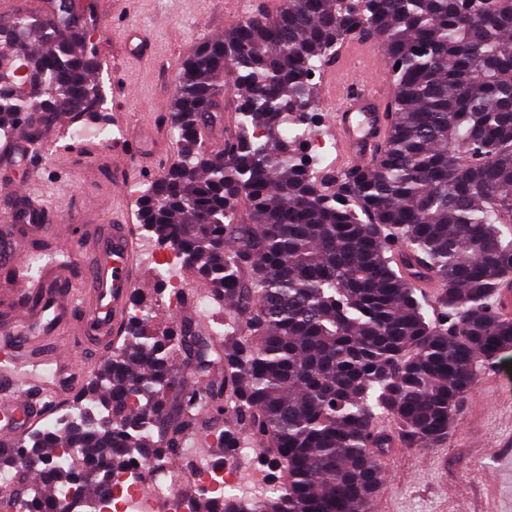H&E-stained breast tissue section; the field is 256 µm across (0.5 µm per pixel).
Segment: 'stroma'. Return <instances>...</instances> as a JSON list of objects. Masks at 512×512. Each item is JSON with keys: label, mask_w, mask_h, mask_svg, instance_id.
<instances>
[{"label": "stroma", "mask_w": 512, "mask_h": 512, "mask_svg": "<svg viewBox=\"0 0 512 512\" xmlns=\"http://www.w3.org/2000/svg\"><path fill=\"white\" fill-rule=\"evenodd\" d=\"M91 7L89 25L99 59L93 79L101 104L90 127L110 132L111 141H75L70 123L59 126L35 163L17 164L15 183L41 197L59 222L107 223L109 211L127 212L137 245L147 233L139 220V193L161 178L177 157L173 128L176 80L182 63L196 45L216 38L252 12L263 0H80ZM138 28L150 40L146 55L124 49L127 29ZM153 126L154 161L130 165L140 131ZM38 166L30 179V166ZM65 240L37 237L21 250L33 268L49 260L66 265L72 281L85 273L90 248L66 253ZM137 293L151 308L150 322L167 328L176 312L158 307L160 282L145 252L137 254ZM497 364L481 367L477 388L471 389L454 416L447 439L422 447H396L384 461L385 474L369 512H512V394L496 378Z\"/></svg>", "instance_id": "1"}]
</instances>
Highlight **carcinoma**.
<instances>
[{
  "instance_id": "cac0c4a2",
  "label": "carcinoma",
  "mask_w": 512,
  "mask_h": 512,
  "mask_svg": "<svg viewBox=\"0 0 512 512\" xmlns=\"http://www.w3.org/2000/svg\"><path fill=\"white\" fill-rule=\"evenodd\" d=\"M349 37L384 43L394 99L373 161L319 170L294 131H312L323 65ZM98 67L73 0L0 22V129L95 112ZM229 81L245 128L215 156L202 127ZM174 107L177 159L139 217L232 307L220 352L192 319L174 331L131 319L73 400L103 416L39 427L0 450V470L25 479L39 456L43 482L79 493L74 512H97L87 472L108 486L133 467L130 448L158 469L208 408L236 418L223 451L262 447L276 493L203 497L196 512H366L396 442L441 443L482 364L512 351V315L495 307L512 281V0H283L275 18L199 43ZM425 280L441 288L432 310ZM213 354L221 375L205 393L169 403L173 363L202 375ZM383 419L394 434L377 431ZM56 448L68 467L49 463ZM23 507L56 512L55 497L34 483Z\"/></svg>"
}]
</instances>
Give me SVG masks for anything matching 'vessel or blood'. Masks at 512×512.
I'll return each instance as SVG.
<instances>
[{
  "label": "vessel or blood",
  "instance_id": "obj_1",
  "mask_svg": "<svg viewBox=\"0 0 512 512\" xmlns=\"http://www.w3.org/2000/svg\"><path fill=\"white\" fill-rule=\"evenodd\" d=\"M379 61L372 45L345 42L326 72L322 97L331 109V128L344 164L372 158L385 126L383 91L369 88L368 76ZM38 142L21 136L0 149V169L29 158ZM54 225L40 200L27 198L18 210L0 213V265L13 267L25 234H53ZM93 246L85 277H65L55 262L35 275L0 282V359L40 369L54 365L53 384L31 388L22 374L0 377V441H17L45 412L40 401L56 399L76 386L69 367L71 350L109 352L118 336L138 281L135 238L126 216L112 213L108 223L88 225L71 239L74 247ZM143 512H170L168 497L148 481L139 485Z\"/></svg>",
  "mask_w": 512,
  "mask_h": 512
}]
</instances>
